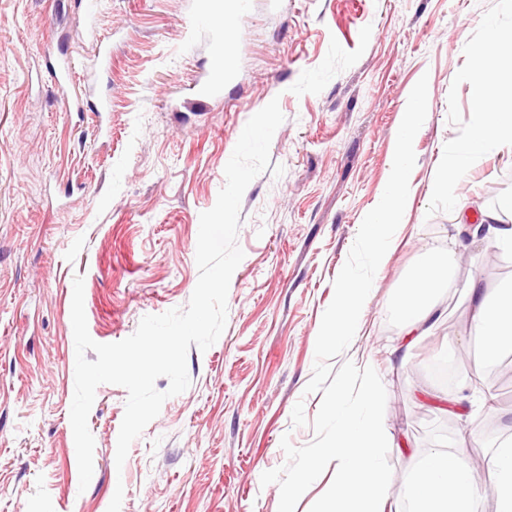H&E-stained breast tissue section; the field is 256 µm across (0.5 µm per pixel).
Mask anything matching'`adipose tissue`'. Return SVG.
Instances as JSON below:
<instances>
[{"mask_svg":"<svg viewBox=\"0 0 512 512\" xmlns=\"http://www.w3.org/2000/svg\"><path fill=\"white\" fill-rule=\"evenodd\" d=\"M488 30V38L474 46L469 56L474 123L433 178L434 190L441 193L447 192L451 179L486 153L512 155V67L505 65L512 53V30L494 24ZM448 273V266H437L415 274L408 282L397 314L411 330L423 331L434 312L432 292ZM467 295L481 334L482 361L494 363L501 348L512 345V287L492 299L474 280ZM486 472V478H479L463 455L449 449L425 455L408 486L410 512H477V503L486 491L495 496L496 512H512V440L494 448Z\"/></svg>","mask_w":512,"mask_h":512,"instance_id":"adipose-tissue-1","label":"adipose tissue"}]
</instances>
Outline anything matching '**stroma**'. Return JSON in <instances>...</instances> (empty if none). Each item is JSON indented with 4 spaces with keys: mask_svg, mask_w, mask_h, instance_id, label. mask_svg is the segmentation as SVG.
Returning a JSON list of instances; mask_svg holds the SVG:
<instances>
[{
    "mask_svg": "<svg viewBox=\"0 0 512 512\" xmlns=\"http://www.w3.org/2000/svg\"><path fill=\"white\" fill-rule=\"evenodd\" d=\"M204 9V0H100L98 30L112 44L103 71L77 0H0V512H278L280 488L261 475L285 464L283 436L297 447L315 437L322 395L305 387L322 315L423 76L428 110L406 222L358 335L329 365L373 367L384 384L391 512H408L407 483L426 454L450 448L483 463L512 436V348L502 371H476L478 329L464 301L471 280L492 295L512 285L503 250L464 230L512 194V160L486 154L451 195L432 188L474 120L469 50L486 40L489 18L512 28V0H249L224 17V88L199 108L196 85L214 56ZM58 50L102 80L109 111H66L72 89L45 60ZM274 99L284 121L268 169L243 195L244 258L226 328L207 351L190 347V386L164 402L121 466L128 393L97 387L94 470L80 489L73 280L84 278L99 343L186 307L199 216L215 205L247 121ZM452 249L459 260L434 293L430 335H407L395 316L402 288ZM450 358L494 410L457 401L436 379L431 364Z\"/></svg>",
    "mask_w": 512,
    "mask_h": 512,
    "instance_id": "obj_1",
    "label": "stroma"
}]
</instances>
